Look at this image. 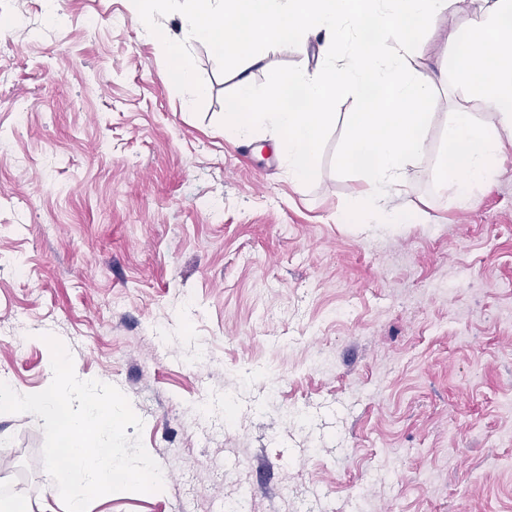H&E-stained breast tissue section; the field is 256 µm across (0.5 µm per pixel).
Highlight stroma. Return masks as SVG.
Returning <instances> with one entry per match:
<instances>
[{"label": "stroma", "mask_w": 512, "mask_h": 512, "mask_svg": "<svg viewBox=\"0 0 512 512\" xmlns=\"http://www.w3.org/2000/svg\"><path fill=\"white\" fill-rule=\"evenodd\" d=\"M1 19L0 376L43 391L57 338L128 397L165 477L87 512H354L360 493L369 512H512V147L471 207L435 180L455 106L492 120L448 81L465 0L413 57L438 91L387 209L419 224L341 223L364 188L332 168L352 99L307 185L266 132L225 138L237 76L201 42L207 93L185 104L130 0H0ZM304 41L253 81L325 59ZM43 444L30 414L0 413V500L65 512Z\"/></svg>", "instance_id": "35a3bbf8"}]
</instances>
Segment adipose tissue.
Masks as SVG:
<instances>
[{
    "instance_id": "adipose-tissue-1",
    "label": "adipose tissue",
    "mask_w": 512,
    "mask_h": 512,
    "mask_svg": "<svg viewBox=\"0 0 512 512\" xmlns=\"http://www.w3.org/2000/svg\"><path fill=\"white\" fill-rule=\"evenodd\" d=\"M467 28L453 35L451 72L455 89L484 101L490 125L475 121L466 109L448 125V152L437 170L442 187L453 188L460 207L471 206L476 188L496 172L504 136H512V0H467Z\"/></svg>"
}]
</instances>
